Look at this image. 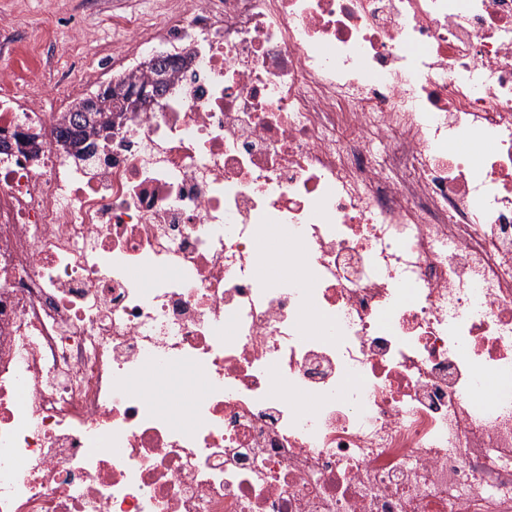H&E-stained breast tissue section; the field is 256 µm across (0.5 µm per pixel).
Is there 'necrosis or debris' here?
I'll return each mask as SVG.
<instances>
[{
    "mask_svg": "<svg viewBox=\"0 0 512 512\" xmlns=\"http://www.w3.org/2000/svg\"><path fill=\"white\" fill-rule=\"evenodd\" d=\"M169 14L83 156L0 75V512H512V0ZM108 87H106L108 89L104 93L112 89L115 97L123 106V111L117 110L114 112H143L157 94L159 82L153 77H137L130 82L127 79L123 83L109 85Z\"/></svg>",
    "mask_w": 512,
    "mask_h": 512,
    "instance_id": "obj_1",
    "label": "necrosis or debris"
}]
</instances>
